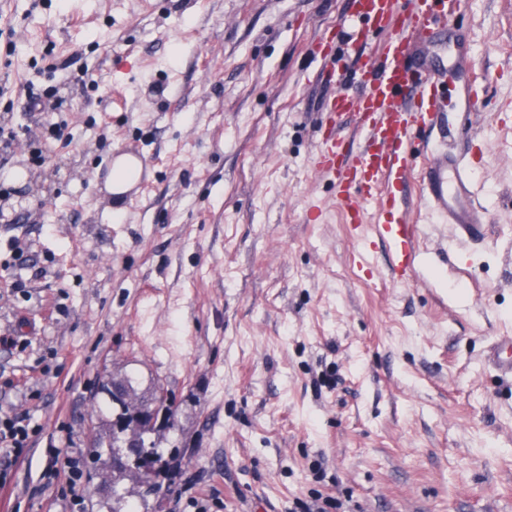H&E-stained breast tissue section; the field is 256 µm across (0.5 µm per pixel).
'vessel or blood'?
Returning <instances> with one entry per match:
<instances>
[{
    "label": "vessel or blood",
    "mask_w": 512,
    "mask_h": 512,
    "mask_svg": "<svg viewBox=\"0 0 512 512\" xmlns=\"http://www.w3.org/2000/svg\"><path fill=\"white\" fill-rule=\"evenodd\" d=\"M464 0H351L353 26L349 41L358 49L355 93H338L327 99L324 133L312 158L318 177L335 186L337 202L346 215L359 245L362 264L371 265L375 243L386 246L393 278L412 279L417 255L414 243L418 225L394 216L393 187L403 181L409 151L423 127L442 111L449 82L469 58L459 44L447 66L419 71L408 62L413 40L433 41L447 30ZM385 35L369 47L367 35ZM355 114L352 138L341 137L336 120ZM421 192L428 207L459 234L474 238L486 222L474 204L473 175L464 159L439 148L431 153L421 172Z\"/></svg>",
    "instance_id": "vessel-or-blood-1"
}]
</instances>
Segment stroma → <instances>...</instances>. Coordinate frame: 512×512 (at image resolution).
<instances>
[{
  "label": "stroma",
  "instance_id": "35a3bbf8",
  "mask_svg": "<svg viewBox=\"0 0 512 512\" xmlns=\"http://www.w3.org/2000/svg\"><path fill=\"white\" fill-rule=\"evenodd\" d=\"M350 0H0V413L40 433L0 512H66L47 449L87 457L86 512L120 489L138 512H512V380L485 359L512 335V0H466L486 109L422 132L398 204L419 224L418 272L371 270L311 157L323 97L316 42ZM71 67H64L67 58ZM62 106L31 111L28 92ZM57 123L66 138H43ZM466 128L484 235L454 242L420 199L426 149ZM42 164L30 159L32 147ZM141 190L109 195L115 150ZM22 178H15V171ZM322 216L313 222L310 207ZM164 387L176 456L162 497L92 447L105 393Z\"/></svg>",
  "mask_w": 512,
  "mask_h": 512
}]
</instances>
